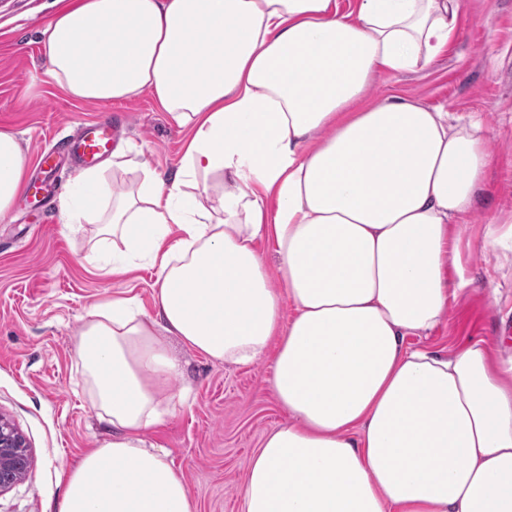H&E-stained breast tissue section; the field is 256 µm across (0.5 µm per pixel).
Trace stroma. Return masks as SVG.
Wrapping results in <instances>:
<instances>
[{"label":"stroma","mask_w":512,"mask_h":512,"mask_svg":"<svg viewBox=\"0 0 512 512\" xmlns=\"http://www.w3.org/2000/svg\"><path fill=\"white\" fill-rule=\"evenodd\" d=\"M55 0H0V129L19 135L28 169L79 125L129 113L120 143L143 145L165 176L178 168L187 130L170 123L150 94L105 105L78 103L58 88H30L44 66L40 31ZM402 94L454 116L480 115L493 162L472 213L449 232L451 277L467 286L450 299L429 335L408 347L452 352L481 338L494 357L512 356V0H461L459 36L424 71L380 73L370 102ZM96 227L36 221L29 198L0 218V414L26 436L34 456L26 479L0 495V512H54L67 475L88 449L112 435L81 390L75 341L90 308L115 298L153 311V269L97 275ZM187 373L173 385L188 401L148 437L183 475L197 512H242L241 489L266 435L287 418L272 389L274 352L248 366L183 352Z\"/></svg>","instance_id":"1"}]
</instances>
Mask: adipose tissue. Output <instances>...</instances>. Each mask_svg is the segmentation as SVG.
I'll list each match as a JSON object with an SVG mask.
<instances>
[{"instance_id":"1","label":"adipose tissue","mask_w":512,"mask_h":512,"mask_svg":"<svg viewBox=\"0 0 512 512\" xmlns=\"http://www.w3.org/2000/svg\"><path fill=\"white\" fill-rule=\"evenodd\" d=\"M57 5L32 84L77 102L147 92L191 131L174 175L127 144L110 161L135 172L127 189L85 169L60 200L64 223L111 244L100 276L145 265L158 288L154 315L126 298L86 314L75 353L112 438L70 470L57 512H196L146 439L176 411L179 345L238 364L277 348L288 419L251 461L242 512H512V362L480 340L404 345L464 286L448 274V227L484 188V124L398 94L365 101L378 73L423 70L455 41L459 0ZM26 167L0 130V217Z\"/></svg>"}]
</instances>
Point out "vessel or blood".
Listing matches in <instances>:
<instances>
[{
	"mask_svg": "<svg viewBox=\"0 0 512 512\" xmlns=\"http://www.w3.org/2000/svg\"><path fill=\"white\" fill-rule=\"evenodd\" d=\"M118 128L112 117H104L80 127L76 136L62 140L50 151H39V166L45 176L28 182L27 194L37 198L44 214H51L52 202L56 195V185L47 180V173L55 171L57 158L62 154L74 156L80 162L91 164L109 153Z\"/></svg>",
	"mask_w": 512,
	"mask_h": 512,
	"instance_id": "1",
	"label": "vessel or blood"
}]
</instances>
